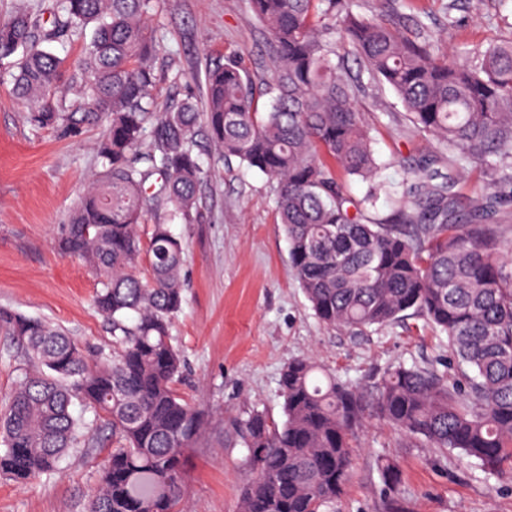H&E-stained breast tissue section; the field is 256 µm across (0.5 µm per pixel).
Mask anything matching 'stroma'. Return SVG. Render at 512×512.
<instances>
[{"label":"stroma","mask_w":512,"mask_h":512,"mask_svg":"<svg viewBox=\"0 0 512 512\" xmlns=\"http://www.w3.org/2000/svg\"><path fill=\"white\" fill-rule=\"evenodd\" d=\"M422 20L449 58L463 46L512 37V14L498 0H414ZM457 25H450V18ZM161 50L157 95L166 105L186 90L201 91L207 64L241 55L268 65L264 37L248 0H159L155 19ZM359 104L375 127L380 182L399 190L405 167L433 162L432 138L414 132L385 85H369ZM81 133L37 128L0 68V308L42 318L90 350H111L112 335L93 304L97 279L55 241L90 177L100 169L101 120L83 118ZM207 172L198 192L201 218L172 225L185 244L183 309L170 336L184 367L174 388L207 415L200 442L187 449L184 512H238L245 451L230 446L236 420L259 411L283 421L280 373L289 360L312 355L344 380L364 385L398 362L448 359L445 337L423 320L407 318L381 331L352 335L325 327L288 266V243L278 224L271 185L238 160L219 157L200 142ZM26 358L0 335V408L23 378ZM356 465L331 512H385L380 465L400 470L395 496L404 512H512V482L477 462L409 445L375 420L358 432ZM111 432L80 436L58 474L19 485L0 476V512H88L89 494L107 454Z\"/></svg>","instance_id":"1"}]
</instances>
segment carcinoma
Masks as SVG:
<instances>
[{
    "instance_id": "1",
    "label": "carcinoma",
    "mask_w": 512,
    "mask_h": 512,
    "mask_svg": "<svg viewBox=\"0 0 512 512\" xmlns=\"http://www.w3.org/2000/svg\"><path fill=\"white\" fill-rule=\"evenodd\" d=\"M271 58L261 83L242 56L206 70L202 98L159 108L156 0H59L51 27L17 13L0 21V66L39 128L76 127L66 112H93L105 130L101 169L56 242L96 275L95 306L112 351L91 355L65 331L0 309V333L25 349L27 369L0 411V474L26 483L58 470L88 424L124 442L91 492L90 512H182V458L205 430L204 409L173 388L181 360L169 328L183 304L184 247L170 225L198 222L205 172L199 128L226 160L274 185L288 263L317 319L351 334L409 316L448 340L454 373L398 363L371 385L339 380L312 357L284 368V420L252 412L234 427L246 449L239 512H327L348 485L355 433L382 420L441 453L512 476V39L451 60L416 16L400 29L354 0H250ZM90 36L73 62L53 46ZM354 56L348 74L342 54ZM368 81L386 84L416 132L433 137L448 177L404 169L402 198L376 210L382 168L360 111ZM78 95L64 110L65 82ZM152 147L143 148L146 133ZM502 175L462 201L457 173L472 164ZM370 182L361 198L348 183ZM156 217L148 241L139 225ZM148 263L150 277L138 270ZM388 512L395 466L381 465Z\"/></svg>"
}]
</instances>
